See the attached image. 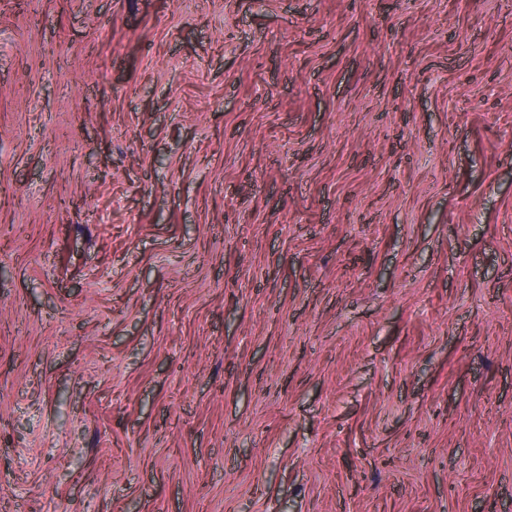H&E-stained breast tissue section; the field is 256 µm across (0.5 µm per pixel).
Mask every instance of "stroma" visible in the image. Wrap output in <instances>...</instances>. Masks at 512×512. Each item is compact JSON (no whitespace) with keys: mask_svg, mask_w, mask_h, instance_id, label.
<instances>
[{"mask_svg":"<svg viewBox=\"0 0 512 512\" xmlns=\"http://www.w3.org/2000/svg\"><path fill=\"white\" fill-rule=\"evenodd\" d=\"M0 512H512V0H0Z\"/></svg>","mask_w":512,"mask_h":512,"instance_id":"1","label":"stroma"}]
</instances>
